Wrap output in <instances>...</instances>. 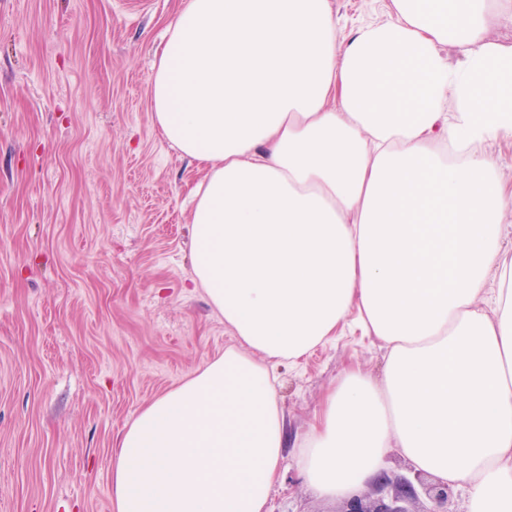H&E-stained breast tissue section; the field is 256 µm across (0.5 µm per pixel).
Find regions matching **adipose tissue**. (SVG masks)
Segmentation results:
<instances>
[{"instance_id": "1", "label": "adipose tissue", "mask_w": 512, "mask_h": 512, "mask_svg": "<svg viewBox=\"0 0 512 512\" xmlns=\"http://www.w3.org/2000/svg\"><path fill=\"white\" fill-rule=\"evenodd\" d=\"M392 6L346 34L331 0H186L169 25L149 110L205 171L194 283L236 343L120 433L116 512H268L274 371L350 316L384 367L327 395L307 488L356 495L396 448L467 512H512V194L484 151L512 142V48L491 36L512 0Z\"/></svg>"}]
</instances>
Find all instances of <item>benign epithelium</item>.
Returning <instances> with one entry per match:
<instances>
[{"instance_id": "1", "label": "benign epithelium", "mask_w": 512, "mask_h": 512, "mask_svg": "<svg viewBox=\"0 0 512 512\" xmlns=\"http://www.w3.org/2000/svg\"><path fill=\"white\" fill-rule=\"evenodd\" d=\"M451 495L450 486L419 470L410 468L405 474L385 470L367 492L350 498L339 512H448ZM422 499L429 507L414 508Z\"/></svg>"}]
</instances>
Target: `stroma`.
Segmentation results:
<instances>
[{
    "mask_svg": "<svg viewBox=\"0 0 512 512\" xmlns=\"http://www.w3.org/2000/svg\"><path fill=\"white\" fill-rule=\"evenodd\" d=\"M391 0H333L344 30ZM183 0H0V512H114L115 439L223 355L191 287L190 196L203 173L152 122L154 54ZM378 344L338 331L279 368L290 439ZM286 452L268 512H338Z\"/></svg>",
    "mask_w": 512,
    "mask_h": 512,
    "instance_id": "stroma-1",
    "label": "stroma"
}]
</instances>
